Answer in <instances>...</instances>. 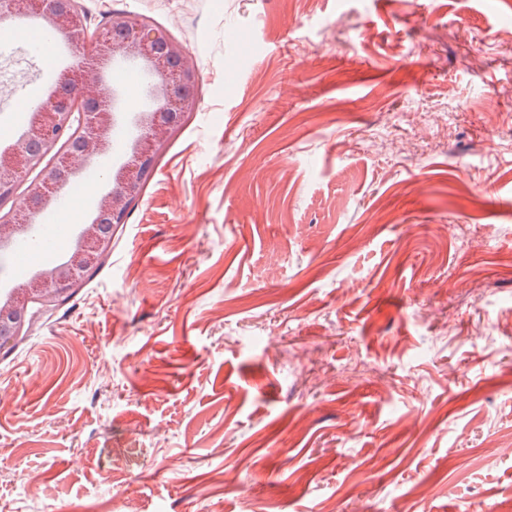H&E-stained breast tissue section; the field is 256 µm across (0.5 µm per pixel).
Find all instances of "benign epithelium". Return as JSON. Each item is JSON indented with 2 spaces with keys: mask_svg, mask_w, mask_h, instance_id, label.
<instances>
[{
  "mask_svg": "<svg viewBox=\"0 0 512 512\" xmlns=\"http://www.w3.org/2000/svg\"><path fill=\"white\" fill-rule=\"evenodd\" d=\"M38 13L67 37L74 52L81 53L90 43L100 63L124 59L138 64L147 74L149 105L126 111L124 92L111 88L97 67L82 61L61 73L60 92L37 105L19 140L0 149L1 197H12L24 177L37 172L27 206L0 211L2 253L27 239L33 225L59 205L68 182L79 174L74 159L94 164L112 153L114 137L122 143L120 158L107 173L112 189L96 200L64 256L0 290V350L28 327L30 304L47 307L69 298L110 250L112 237L102 219L126 223L167 141L196 106L194 64L184 48L150 20L115 17L112 23L123 25L122 35L116 36L110 27L91 30L83 9L65 7L63 0H0V23ZM90 84L99 87V95L82 97V87Z\"/></svg>",
  "mask_w": 512,
  "mask_h": 512,
  "instance_id": "7a95c632",
  "label": "benign epithelium"
}]
</instances>
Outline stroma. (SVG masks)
<instances>
[{
  "mask_svg": "<svg viewBox=\"0 0 512 512\" xmlns=\"http://www.w3.org/2000/svg\"><path fill=\"white\" fill-rule=\"evenodd\" d=\"M81 3L166 30L197 106L0 352V512H512V0ZM40 22L0 47V146L74 61Z\"/></svg>",
  "mask_w": 512,
  "mask_h": 512,
  "instance_id": "stroma-1",
  "label": "stroma"
}]
</instances>
